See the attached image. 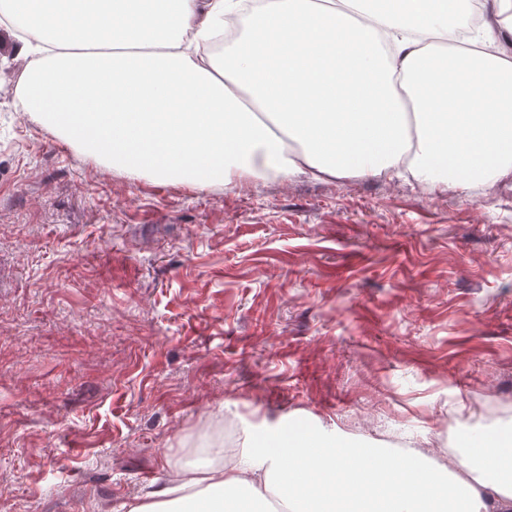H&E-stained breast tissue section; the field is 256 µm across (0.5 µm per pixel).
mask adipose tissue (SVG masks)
I'll use <instances>...</instances> for the list:
<instances>
[{
  "label": "adipose tissue",
  "mask_w": 512,
  "mask_h": 512,
  "mask_svg": "<svg viewBox=\"0 0 512 512\" xmlns=\"http://www.w3.org/2000/svg\"><path fill=\"white\" fill-rule=\"evenodd\" d=\"M463 0H0L26 63L18 108L134 177L228 188L245 178L412 176L492 188L512 179V51L492 29L448 49ZM234 18L219 59L198 47ZM259 459L172 471L122 512H252L275 490L289 512H392L353 486L346 450L311 452L309 433ZM499 435L453 455L445 498L419 503L392 449L406 512H512V471L490 472Z\"/></svg>",
  "instance_id": "ef3b65f1"
}]
</instances>
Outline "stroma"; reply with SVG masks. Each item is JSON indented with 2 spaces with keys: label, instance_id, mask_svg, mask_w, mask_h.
<instances>
[{
  "label": "stroma",
  "instance_id": "obj_1",
  "mask_svg": "<svg viewBox=\"0 0 512 512\" xmlns=\"http://www.w3.org/2000/svg\"><path fill=\"white\" fill-rule=\"evenodd\" d=\"M0 26V512H116L223 439L512 436V187L133 178L19 112Z\"/></svg>",
  "mask_w": 512,
  "mask_h": 512
}]
</instances>
